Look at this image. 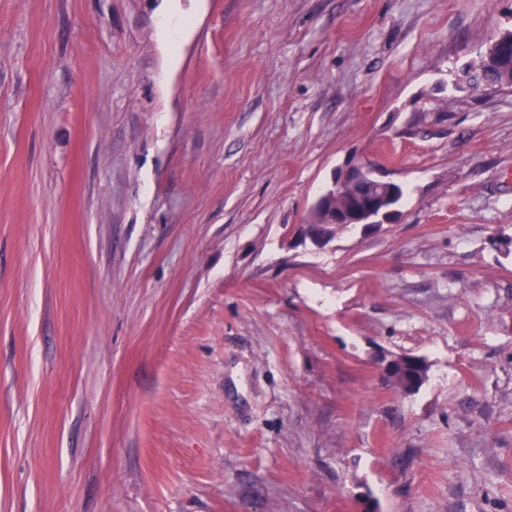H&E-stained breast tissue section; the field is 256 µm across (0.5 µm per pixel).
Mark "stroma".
<instances>
[{
  "mask_svg": "<svg viewBox=\"0 0 512 512\" xmlns=\"http://www.w3.org/2000/svg\"><path fill=\"white\" fill-rule=\"evenodd\" d=\"M509 29L0 0V512H512V91L463 72ZM352 159L407 194L314 245ZM399 367L404 368H419L420 371V378H418L415 374L409 375L410 381L407 385V390L409 392L416 391L419 387H422L428 380V365L425 361H423L421 358L417 357H409V356H397L390 360H388L383 370L385 374L393 381L398 380V375L396 374Z\"/></svg>",
  "mask_w": 512,
  "mask_h": 512,
  "instance_id": "stroma-1",
  "label": "stroma"
}]
</instances>
